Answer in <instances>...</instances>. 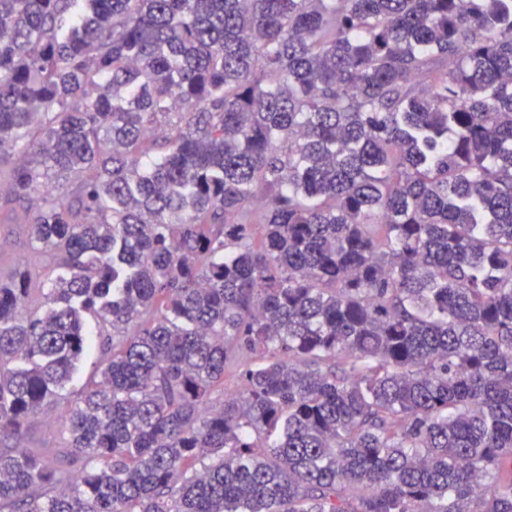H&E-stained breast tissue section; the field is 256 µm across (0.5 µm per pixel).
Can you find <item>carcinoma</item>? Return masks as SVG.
Masks as SVG:
<instances>
[{
    "instance_id": "cac0c4a2",
    "label": "carcinoma",
    "mask_w": 512,
    "mask_h": 512,
    "mask_svg": "<svg viewBox=\"0 0 512 512\" xmlns=\"http://www.w3.org/2000/svg\"><path fill=\"white\" fill-rule=\"evenodd\" d=\"M3 184L0 512H512V0H0ZM28 216L22 208L9 215L5 224H0V268L10 269L28 252L26 221ZM62 411L51 409L34 421L23 438V448H29L45 457H53L62 442L63 431L59 420Z\"/></svg>"
}]
</instances>
